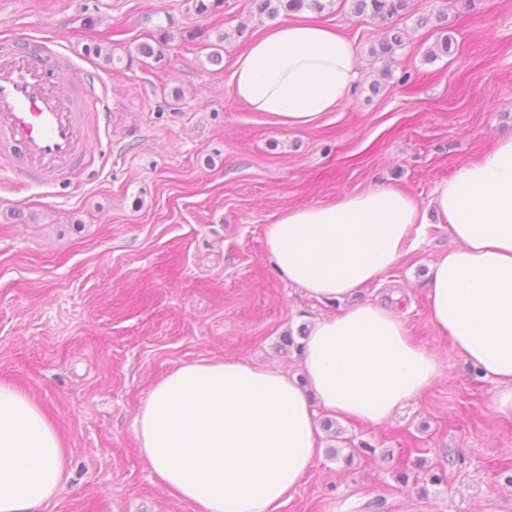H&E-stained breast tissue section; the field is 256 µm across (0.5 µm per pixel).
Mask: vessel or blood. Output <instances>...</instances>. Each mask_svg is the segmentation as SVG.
I'll list each match as a JSON object with an SVG mask.
<instances>
[{
  "label": "vessel or blood",
  "instance_id": "b4317fda",
  "mask_svg": "<svg viewBox=\"0 0 512 512\" xmlns=\"http://www.w3.org/2000/svg\"><path fill=\"white\" fill-rule=\"evenodd\" d=\"M62 53L41 44L0 49V156L15 158L19 182L53 184L87 164L103 101L97 80L65 85Z\"/></svg>",
  "mask_w": 512,
  "mask_h": 512
}]
</instances>
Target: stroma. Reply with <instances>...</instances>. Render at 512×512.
Masks as SVG:
<instances>
[{
	"mask_svg": "<svg viewBox=\"0 0 512 512\" xmlns=\"http://www.w3.org/2000/svg\"><path fill=\"white\" fill-rule=\"evenodd\" d=\"M317 18L352 43L359 76L317 125L286 129L231 83L238 55L286 14L258 16L253 0L208 16L189 0H0V42H49L79 78L105 80L108 107L92 164L69 180L19 185L0 166V379L38 399L71 456L67 485L40 512H193L136 447L153 384L224 356L298 371L284 335L337 310L278 276L266 225L282 208L385 183L427 205L437 182L512 135V0H410L386 61L371 49L389 29L355 16L352 0ZM166 24L179 35L162 61L125 65ZM194 27L222 38V64L182 39ZM447 36L450 52H436ZM450 244L444 225H427L421 247L366 292L404 293L413 336L446 375L387 425H345L353 461L322 452L280 512H356L376 499L379 512H512V417L489 411L495 385L426 321L427 261Z\"/></svg>",
	"mask_w": 512,
	"mask_h": 512,
	"instance_id": "1",
	"label": "stroma"
}]
</instances>
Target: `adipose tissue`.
Wrapping results in <instances>:
<instances>
[{
  "label": "adipose tissue",
  "mask_w": 512,
  "mask_h": 512,
  "mask_svg": "<svg viewBox=\"0 0 512 512\" xmlns=\"http://www.w3.org/2000/svg\"><path fill=\"white\" fill-rule=\"evenodd\" d=\"M358 78L347 38L310 16L273 26L231 76L252 111L303 128L347 99ZM453 244L427 263V319L496 386L512 416V138L434 186L427 206L380 186L282 209L265 227L279 276L309 298L343 301L313 321L299 374L241 358L175 367L152 386L133 431L156 483L194 512H279L321 454L319 414L369 427L446 372L398 307L364 299L416 251L428 223ZM69 450L29 392L0 381V512H37L69 479Z\"/></svg>",
  "instance_id": "1"
}]
</instances>
